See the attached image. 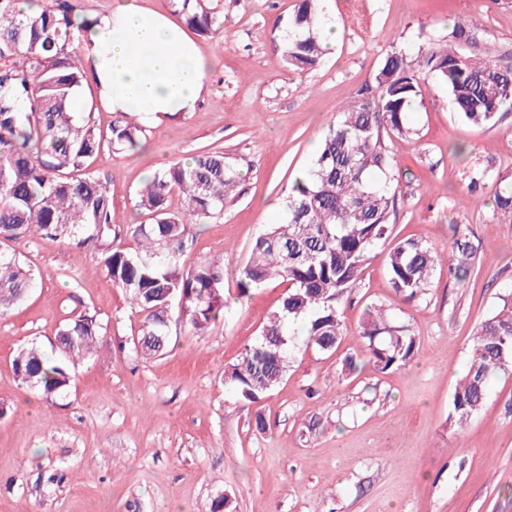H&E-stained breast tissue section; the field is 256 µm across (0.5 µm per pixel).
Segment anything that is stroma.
Listing matches in <instances>:
<instances>
[{
    "label": "stroma",
    "mask_w": 512,
    "mask_h": 512,
    "mask_svg": "<svg viewBox=\"0 0 512 512\" xmlns=\"http://www.w3.org/2000/svg\"><path fill=\"white\" fill-rule=\"evenodd\" d=\"M298 2L212 0L226 21L198 40L208 92L195 112L148 128L141 151L96 158L125 248L137 246L130 228L142 220L135 202L146 177L220 151L239 175L236 194L193 227L182 264L242 266L339 106L372 83L392 50L420 67L462 20L473 31L462 54L496 62L512 53V0H319L335 43L316 67L294 71L277 45ZM410 121L413 135L387 143L391 238L447 256L454 225L467 226L479 244L473 269L459 281L437 266L426 293L407 300L382 259H369L340 304L346 331L336 349L307 348L296 324L286 375L255 402L226 386L224 372L278 307L280 281L243 298L226 281L221 321L202 335L173 325L169 354L145 360L133 351L141 316L107 286L96 246L10 242L34 286L0 314V512H210L224 495L234 512H512V368L492 379L464 428L448 420L478 324L512 297V223L489 194L467 192L474 168L512 175V114L493 126L465 123L429 77ZM381 304L416 336L418 354L397 370H349L361 323ZM81 313L100 325L97 349L66 397L43 400L18 381L13 359L31 344L50 349ZM55 470L63 481L47 484Z\"/></svg>",
    "instance_id": "obj_1"
}]
</instances>
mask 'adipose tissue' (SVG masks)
<instances>
[{
	"label": "adipose tissue",
	"mask_w": 512,
	"mask_h": 512,
	"mask_svg": "<svg viewBox=\"0 0 512 512\" xmlns=\"http://www.w3.org/2000/svg\"><path fill=\"white\" fill-rule=\"evenodd\" d=\"M82 50L109 111L136 113L146 127L195 111L206 89V60L198 43L140 0H113Z\"/></svg>",
	"instance_id": "adipose-tissue-1"
}]
</instances>
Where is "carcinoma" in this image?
<instances>
[{
    "label": "carcinoma",
    "instance_id": "cac0c4a2",
    "mask_svg": "<svg viewBox=\"0 0 512 512\" xmlns=\"http://www.w3.org/2000/svg\"><path fill=\"white\" fill-rule=\"evenodd\" d=\"M20 0H0V311L20 302L32 274L1 244L31 233L89 242L102 250L109 285L120 290L142 315L134 352L150 359L167 353L170 317L178 309L196 334L224 317V280L236 282L238 295L271 280L286 285L257 340L245 347L224 372L225 384L255 402L271 391L288 370L290 327L305 320L306 346L333 350L344 334L340 298L357 284L368 255L389 243L390 217L396 203L391 188L386 139L414 133L409 111L423 95L419 76L403 53L388 54L355 99L339 110L317 151L316 163L295 179L284 218L258 235L246 263L234 271L219 260L193 269L181 263L192 226L224 210L238 180L224 154L202 151L186 163L173 164L145 180L136 206L148 220L132 227L138 247L116 243L112 193L89 172L103 151L139 150L145 129L127 120L102 132L93 107L73 112L74 91L88 83L85 59L75 46L96 20L72 14L69 0H27L39 10L27 14ZM187 27L198 36L224 28V13L208 0H173ZM317 0H300L288 31L278 45L285 65L307 70L323 50ZM423 66L447 88L457 117L490 125L512 112V59L485 62L453 48L431 50ZM469 193L486 189L495 209L512 224V176L489 167L472 172ZM179 192L184 208L169 210ZM448 274L458 280L470 272L475 247L471 232L454 226ZM392 287L413 299L425 292L443 261L429 244L405 240L383 252ZM100 326L79 314L58 334L51 353L39 346L22 348L13 360L20 383L47 400L67 392L77 361L94 352ZM361 355L350 357L355 370L365 361L376 370L408 365L418 353L417 338L391 325L376 307L361 325ZM512 363V301L485 318L476 330L469 366L452 396L448 419L463 426L482 406L490 379Z\"/></svg>",
    "mask_w": 512,
    "mask_h": 512
}]
</instances>
